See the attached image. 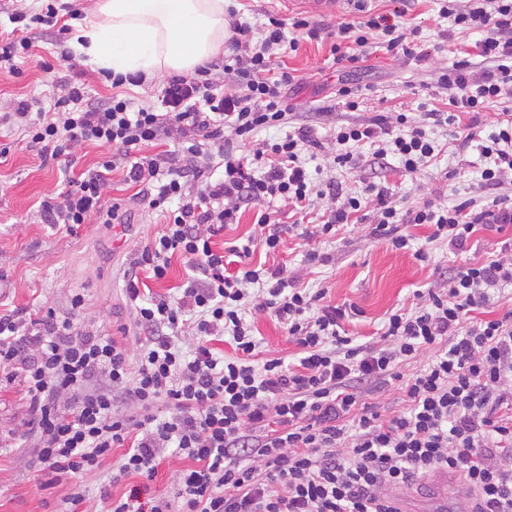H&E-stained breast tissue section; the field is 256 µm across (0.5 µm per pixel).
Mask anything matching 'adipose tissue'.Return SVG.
Here are the masks:
<instances>
[{
  "instance_id": "adipose-tissue-1",
  "label": "adipose tissue",
  "mask_w": 512,
  "mask_h": 512,
  "mask_svg": "<svg viewBox=\"0 0 512 512\" xmlns=\"http://www.w3.org/2000/svg\"><path fill=\"white\" fill-rule=\"evenodd\" d=\"M224 0H98L73 47L116 74L190 72L224 48Z\"/></svg>"
}]
</instances>
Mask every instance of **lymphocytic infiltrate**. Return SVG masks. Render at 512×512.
I'll return each instance as SVG.
<instances>
[{
	"label": "lymphocytic infiltrate",
	"instance_id": "obj_1",
	"mask_svg": "<svg viewBox=\"0 0 512 512\" xmlns=\"http://www.w3.org/2000/svg\"><path fill=\"white\" fill-rule=\"evenodd\" d=\"M438 2L440 17L459 33L482 34L477 61L463 58L439 73L449 111L424 103L414 116L380 114L336 126L326 142L313 128L290 125L294 77L277 50L287 30L310 41L324 32L299 16L269 17L259 36L249 24L232 23L225 87L208 63L170 74L157 99L135 111L127 99L96 97L66 75L53 109L36 98L17 101L26 145L42 156L67 161L85 143L105 149L93 169L44 201L50 223L71 234L93 222L130 224L141 205L164 219L123 273L134 344L79 332L80 294L66 315L0 313V369L22 387L42 471L60 481L123 449L112 481L139 483L113 499L110 512H394L395 489L445 470L470 489L472 512H512V307L478 316L494 294L512 288V240L454 270L447 287L415 293L364 343L341 332L342 321L358 315L356 305L325 304V289L300 287L279 260L286 226L276 201L305 212L333 198L312 227L317 237L371 212L374 239L413 251L423 263L435 245L466 251L478 227H512V195L502 191L512 177V117L479 143L480 194L454 204L401 209L383 183L357 194L331 181L317 185L306 168L320 152L336 168H357L366 146L378 167L393 158L404 172H417L445 150L429 126L447 127L451 141L472 142L471 115L512 98V0ZM402 15L373 13L339 26L335 61H359L373 41L393 58L425 60L419 28ZM76 16L69 0L17 12L25 26L0 33V65L13 68L39 38L63 43ZM272 128L282 136L259 140ZM158 144L163 152L143 155V147ZM215 156L224 166L216 180L208 164ZM116 171L137 188L129 200L103 196ZM164 171L171 178L162 184ZM486 189L493 199L483 197ZM248 210L255 214L250 244L215 250L214 236ZM409 224L432 227L428 247L413 248ZM257 248L275 264H253ZM176 255L193 272L186 288L144 296L143 277L165 279ZM230 255L235 264L227 263ZM260 312L274 316L297 347L293 362L258 359L251 317ZM178 332L191 333L193 344L175 343ZM225 341L232 356L219 348ZM414 362L418 370L405 374ZM392 390L401 403L392 415L366 401ZM171 453L189 462L177 497L149 496Z\"/></svg>",
	"mask_w": 512,
	"mask_h": 512
}]
</instances>
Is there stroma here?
I'll return each mask as SVG.
<instances>
[{"mask_svg":"<svg viewBox=\"0 0 512 512\" xmlns=\"http://www.w3.org/2000/svg\"><path fill=\"white\" fill-rule=\"evenodd\" d=\"M405 20L422 29L428 60H396L385 49L372 47L363 61L337 64L327 40L303 41L297 50L282 54L281 63L295 77L290 92L295 125L313 126L324 139L331 126L319 123L316 113L327 106L334 107L340 124L386 112H413L422 102L445 109L446 93L437 84L438 71L472 52L477 36L451 33L450 22L438 15L436 0H416ZM59 54V46L43 40L34 56L19 60L18 73L0 69V143L11 147L7 162L0 165V182L8 185L0 193V312L51 308L65 313L72 295L80 293L85 307L75 318L78 329L119 337L133 327L123 271L147 239L161 231L163 219L143 209L135 223H91L74 235L47 221L40 203L61 192L65 174L59 163L42 161L37 150L19 142L20 130L6 115L16 101L27 97L52 103L58 92L60 72L54 64ZM72 63V76L93 93L103 97L120 94L135 109L156 100L164 81L159 75L138 86L115 88L86 57L73 56ZM340 80L372 85L373 92L358 110H348L334 98ZM482 163L474 147H452L437 165L411 174L390 167L384 176L398 208L406 209L427 200L453 201L476 194ZM501 239L496 230L481 229L466 251L438 248L430 262L422 263L412 253L395 252L375 241L369 235L368 221L363 220L327 240L304 239L290 231L283 257L298 271L300 286L326 289L329 304L352 303L360 308V315L343 321L342 327L364 342L379 333L392 309L410 304L415 291L444 287L450 270L482 256ZM312 252L319 254V261L306 263V254ZM26 430L19 384L1 387L0 441L7 447L0 451V512H59L78 491L85 496L84 512H108L111 499L101 497L102 488H109L111 498L128 490V483H109L113 468L121 462L119 448L113 449L99 470L49 483L46 473L34 465L32 449L12 445Z\"/></svg>","mask_w":512,"mask_h":512,"instance_id":"1","label":"stroma"}]
</instances>
